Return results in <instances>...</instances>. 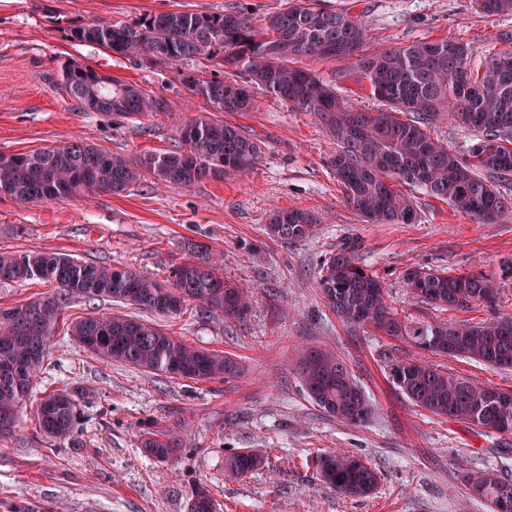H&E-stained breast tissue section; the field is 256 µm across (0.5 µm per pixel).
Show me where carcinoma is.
<instances>
[{"instance_id":"obj_1","label":"carcinoma","mask_w":512,"mask_h":512,"mask_svg":"<svg viewBox=\"0 0 512 512\" xmlns=\"http://www.w3.org/2000/svg\"><path fill=\"white\" fill-rule=\"evenodd\" d=\"M486 15L512 12V0H477ZM70 40L96 45L122 58L177 64L206 58L235 73L236 80L205 81L193 74L182 84L218 112L253 108L251 89L258 86L279 100L313 116L335 141L328 166L350 204L376 224H410L416 211L405 187H417L445 199L478 223L491 224L512 209L498 186L512 179V45L494 52L481 70H474L467 43L457 39L414 42L377 51L359 59L362 77L382 106L352 108L336 96V88L304 61L352 57L368 40L364 23L346 10L297 5L273 13L258 27L237 12L168 11L144 14L116 23L79 24ZM102 86L97 71L67 61L58 84L79 108L90 90L97 93L95 112L125 120L145 115L146 104L162 111L163 99L118 78ZM478 133L461 156L431 127L445 116ZM260 145L238 127L196 117L184 126L182 146L165 153H147L135 160L74 142L17 154L0 153V198L20 203L61 201L78 194H120L145 179L190 188L204 178L244 176L257 165ZM315 218L302 210H276L267 234L284 243L313 232ZM192 258L176 265L159 281L127 268L79 262L65 254L31 251L0 253V283L38 280L56 285L54 293L16 306H0V440L14 435L30 401L33 382L49 355L65 306L72 298H107L162 317L187 305L200 314L241 321L254 293L224 277L219 254L202 242L190 241ZM354 241L325 259L318 288L327 306L348 326L373 329L418 349L448 354L491 366L512 367V330L499 317L481 324L445 322L411 326L388 306L380 280L358 259ZM407 287L421 301L467 310L492 306L493 283L481 274H449L412 270ZM69 335L86 351L153 374L195 382L221 380L242 371L240 363L221 351L198 348L170 335L159 325L133 315L88 316L68 326ZM320 360L313 376L301 365L302 386L327 414L349 424L365 423L372 413L364 392L338 358L315 351ZM394 385L416 406L458 422L499 432H512V394L479 385L422 361L402 360L390 368ZM84 389L67 384L44 395L36 405L37 429L61 448H79L78 418ZM145 453L167 461L179 447L167 430L145 433ZM263 458L251 450L226 460L227 472L245 477ZM320 481L347 497L373 493L376 470L345 453L320 458ZM469 484L487 500L491 512H512V484L474 474ZM188 512H220L209 490L196 487Z\"/></svg>"}]
</instances>
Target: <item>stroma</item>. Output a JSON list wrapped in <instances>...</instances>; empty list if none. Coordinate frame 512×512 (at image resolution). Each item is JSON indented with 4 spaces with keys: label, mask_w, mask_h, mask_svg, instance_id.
I'll list each match as a JSON object with an SVG mask.
<instances>
[{
    "label": "stroma",
    "mask_w": 512,
    "mask_h": 512,
    "mask_svg": "<svg viewBox=\"0 0 512 512\" xmlns=\"http://www.w3.org/2000/svg\"><path fill=\"white\" fill-rule=\"evenodd\" d=\"M295 0H0V153L17 154L88 142L135 159L176 149L191 116L244 130L262 148L245 178L203 179L190 189L143 180L121 194H81L36 204L0 199V251L48 250L163 279L187 261L183 244L205 241L224 257V275L253 290L247 319L204 318L194 306L161 319L172 335L239 361V376L193 382L152 374L84 351L66 333L55 336L34 382V397L82 386L80 447L61 448L36 432L27 409L17 435L0 443V512L14 505L47 512H187L195 487H206L222 512H490L465 475L490 472L512 481V433L437 417L411 403L389 380L392 363L421 359L478 384L512 391V368L421 351L375 332L352 331L323 302L318 288L329 254L354 239L358 257L381 280L385 297L414 325L477 324L512 316V214L480 224L448 201L412 190L411 224H373L347 201L327 165L335 148L311 115L253 88L248 112H219L181 83L191 73L225 79L202 60L151 64L72 42L67 29L112 23L145 13L237 11L263 25ZM366 25L364 54L418 41L458 39L473 67L512 37V13L489 17L475 0H317ZM71 60L139 84L166 107L134 120L79 109L51 80ZM310 69L344 102L376 109L380 102L357 78V59L313 61ZM277 209L316 218L307 239L284 243L265 232ZM489 276L493 306L444 310L414 299L405 283L421 267ZM342 360L369 399V420L355 426L328 415L304 392L299 361L308 348ZM174 432L180 447L169 461L147 456L146 428ZM249 449L265 464L245 479L224 460ZM344 451L379 475L366 498L338 495L320 482V455Z\"/></svg>",
    "instance_id": "1"
}]
</instances>
